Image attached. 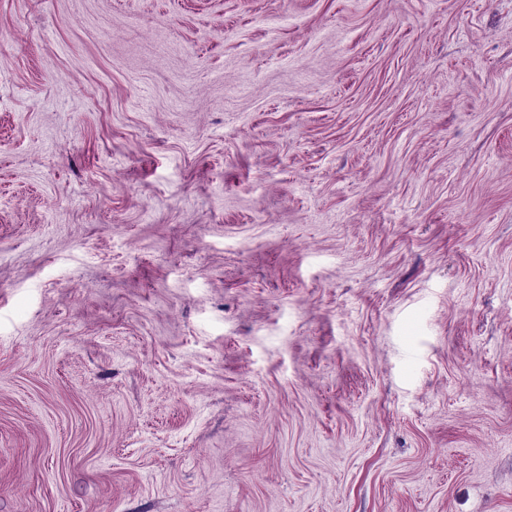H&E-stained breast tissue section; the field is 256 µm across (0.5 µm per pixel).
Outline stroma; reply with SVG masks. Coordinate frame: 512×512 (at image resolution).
Segmentation results:
<instances>
[{"instance_id": "stroma-1", "label": "stroma", "mask_w": 512, "mask_h": 512, "mask_svg": "<svg viewBox=\"0 0 512 512\" xmlns=\"http://www.w3.org/2000/svg\"><path fill=\"white\" fill-rule=\"evenodd\" d=\"M0 512H512V0H0Z\"/></svg>"}]
</instances>
